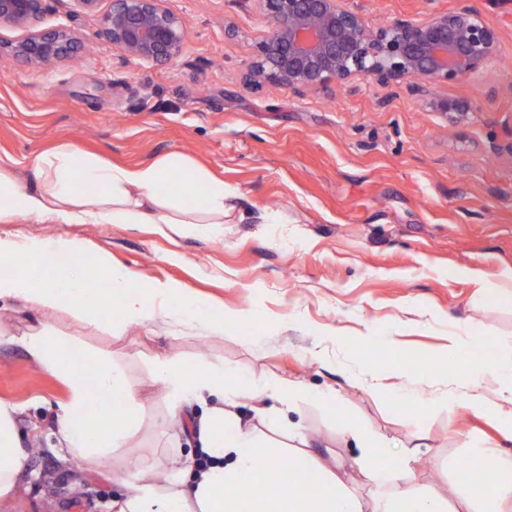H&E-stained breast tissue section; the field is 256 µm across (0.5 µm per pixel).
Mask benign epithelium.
Returning a JSON list of instances; mask_svg holds the SVG:
<instances>
[{
	"label": "benign epithelium",
	"mask_w": 512,
	"mask_h": 512,
	"mask_svg": "<svg viewBox=\"0 0 512 512\" xmlns=\"http://www.w3.org/2000/svg\"><path fill=\"white\" fill-rule=\"evenodd\" d=\"M54 0H0V22L26 30L10 45L35 67L48 68L81 52L83 43L66 26L39 23ZM165 0H112L100 36L124 57L148 64H173L187 36L183 19ZM271 23L256 42L245 82L273 84L293 93L325 90L354 79L405 87L431 97L435 111L457 119L468 102L432 95V86L468 77L496 55L497 33L480 12L463 5L423 21L396 19L377 29L346 6V0H255Z\"/></svg>",
	"instance_id": "1"
}]
</instances>
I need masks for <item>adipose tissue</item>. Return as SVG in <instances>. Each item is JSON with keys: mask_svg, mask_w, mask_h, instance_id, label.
<instances>
[{"mask_svg": "<svg viewBox=\"0 0 512 512\" xmlns=\"http://www.w3.org/2000/svg\"><path fill=\"white\" fill-rule=\"evenodd\" d=\"M35 185L21 181L11 162L0 161V224L21 218L52 219L61 224H220L224 221V183L209 177L186 155L164 154L127 169L90 155L71 142L43 153L34 167ZM167 189H160V182ZM72 240L20 241L0 236V301L22 299L39 309L63 307L98 323L115 312L123 323L137 325L156 315L197 323L223 332L224 317L207 300L180 285H150L113 267L107 256L86 261ZM467 329L448 328L446 360L454 382L429 398L431 405L475 414L491 422L512 441V348L502 352L473 349L464 355ZM29 355L63 380L69 397L61 404L55 430L63 455L81 462L110 459L129 447L146 407L129 383L123 364L100 352L82 361L64 354L66 341L41 328L23 337ZM384 365L373 364L353 385L380 398L410 404L419 399L409 384L387 383ZM154 379L169 402L167 423H180L178 408L201 407L197 431L200 453L166 464L136 457L116 481L124 488L113 498V512H506L512 506V455L473 447L486 478L462 477L447 494H425L416 484L415 449L389 450L386 460L372 452L371 436L347 425L360 450V475L368 492L350 485L328 464L305 450L300 425L284 427L270 418L265 429L243 420L241 400L276 398L287 406L309 391L298 379L226 384L223 366L201 359L186 366L174 354L158 356ZM496 387L486 391V378ZM17 405L0 401V506L7 504L24 480L18 445ZM108 413L111 423L94 425V413Z\"/></svg>", "mask_w": 512, "mask_h": 512, "instance_id": "ef3b65f1", "label": "adipose tissue"}]
</instances>
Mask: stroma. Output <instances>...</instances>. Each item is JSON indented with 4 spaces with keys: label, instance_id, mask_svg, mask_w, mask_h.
Returning a JSON list of instances; mask_svg holds the SVG:
<instances>
[{
    "label": "stroma",
    "instance_id": "35a3bbf8",
    "mask_svg": "<svg viewBox=\"0 0 512 512\" xmlns=\"http://www.w3.org/2000/svg\"><path fill=\"white\" fill-rule=\"evenodd\" d=\"M369 27L421 21L461 0H348ZM499 36L496 60L471 77L438 86L471 110L446 123L428 98L372 80L294 94L246 88L242 76L268 21L255 0H165L188 27L174 64L125 58L98 38L101 15L55 0L44 26L64 25L89 51L50 69L9 49L22 29L0 23V158L21 177L62 142L128 168L169 152L187 155L224 182L220 224H58L20 219L1 235L78 241L86 256L148 282L177 283L224 312V332L164 318L142 325L113 320L95 329L65 309L36 311L21 300L0 305V400L20 408L18 434L32 478L0 512H107L114 481L130 457L187 456L195 444L179 427H161L163 389L153 360L199 356L235 378L293 376L331 398L302 403L313 451L357 476L359 454L339 427L349 416L391 446L417 448V479L453 481L466 444L494 435L481 418L429 405L404 407L354 387L365 367L362 336H385L375 356L396 375L411 358L427 364L416 385L430 394L447 381L448 326L467 321L471 338L496 347L512 337V306L497 296L512 268V153L496 144L512 127V0H473ZM234 25L227 36L225 25ZM251 311L250 322L239 314ZM43 322L68 340L125 363L149 405L129 448L102 463H76L57 450L55 415L68 388L32 361L18 338ZM347 342L315 360L318 340Z\"/></svg>",
    "mask_w": 512,
    "mask_h": 512
}]
</instances>
